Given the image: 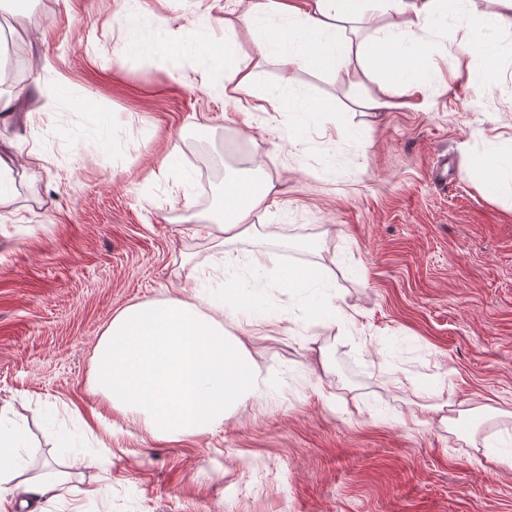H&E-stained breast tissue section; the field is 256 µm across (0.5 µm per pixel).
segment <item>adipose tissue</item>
<instances>
[{
	"label": "adipose tissue",
	"mask_w": 512,
	"mask_h": 512,
	"mask_svg": "<svg viewBox=\"0 0 512 512\" xmlns=\"http://www.w3.org/2000/svg\"><path fill=\"white\" fill-rule=\"evenodd\" d=\"M239 15L224 19V39L210 40L208 18L195 30L174 39L167 29L146 25L136 0H123L126 24L122 30L127 53L155 50L190 59L204 87L225 98L243 93L255 98L256 110L272 107L292 112L296 124L318 113L334 111L331 103L313 100L294 69H307L343 86L375 82L377 90L362 108L382 112L394 97L412 86L428 83L426 37L434 26L451 21L465 36L464 54L495 58L498 35L512 29V0H241ZM390 16L370 39L357 35V23ZM249 35L254 53L239 50ZM278 65L275 81H266V68ZM468 172L491 197L512 198V146L467 149ZM272 183L253 169L224 175V192L203 230L224 251L225 269L242 259L230 250L246 232L254 213L267 209ZM258 268L273 264L278 279L291 288L313 312L352 320V312L331 304L326 267L301 272L280 265L278 253L253 256ZM259 292L225 286L220 297L196 291L189 298H170L129 306L116 315L97 348L92 375L94 389L113 410L142 426L158 439L178 441L223 425L226 413L263 395L248 348L230 336L227 324H241L259 306ZM26 427L0 414V504L12 496L23 461L18 449L28 447ZM62 478L51 475L21 487L33 499L49 500Z\"/></svg>",
	"instance_id": "obj_1"
}]
</instances>
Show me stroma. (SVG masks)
I'll return each instance as SVG.
<instances>
[{"label":"stroma","mask_w":512,"mask_h":512,"mask_svg":"<svg viewBox=\"0 0 512 512\" xmlns=\"http://www.w3.org/2000/svg\"><path fill=\"white\" fill-rule=\"evenodd\" d=\"M148 23L221 36L235 0H140ZM120 0H0V28L23 64L0 85L35 115L0 119V142H37L28 175L15 154L0 218V409L31 438L25 476L62 470L59 438L88 423L70 488L40 512H512V204L466 170V146L512 139V34L498 82L473 89L461 35L429 36L436 79L381 116L360 109L372 82L346 88L306 70L315 99L335 102L338 140L319 118L247 116L210 96L188 61L123 53ZM30 18L17 30L14 14ZM61 97L39 113L46 95ZM92 98L114 127L89 135ZM179 147L181 169L168 165ZM260 160L277 206L253 216L290 244L304 270L327 264L335 304L353 322L311 325L273 277H233L263 293L254 325L231 327L268 382L266 395L198 436L155 439L89 388L99 339L128 305L224 288L216 247L195 228L224 173ZM448 165V183L431 172ZM464 411L453 427L432 411ZM416 414L403 425L400 414Z\"/></svg>","instance_id":"35a3bbf8"}]
</instances>
